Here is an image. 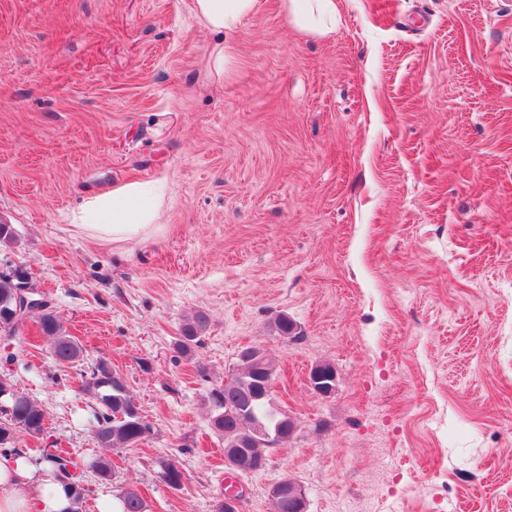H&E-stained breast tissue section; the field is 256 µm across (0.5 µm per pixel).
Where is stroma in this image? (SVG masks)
I'll list each match as a JSON object with an SVG mask.
<instances>
[{
	"label": "stroma",
	"mask_w": 512,
	"mask_h": 512,
	"mask_svg": "<svg viewBox=\"0 0 512 512\" xmlns=\"http://www.w3.org/2000/svg\"><path fill=\"white\" fill-rule=\"evenodd\" d=\"M191 4L0 0V273L26 269L83 347L61 366L36 318L0 333V371L46 413L20 448L69 452L83 512L129 488L216 512L229 477L241 512L286 477L308 512H512V0H336L324 36L259 0L222 73ZM132 179L165 181L162 231L72 226ZM249 346L296 429L233 475L207 396ZM102 360L150 426L108 481L81 378ZM207 327V318L197 313L181 327V336L176 342L177 350L182 354H189L200 341L201 333ZM337 375L332 368L326 369L322 363L316 364L309 373V384L319 396H328L336 390Z\"/></svg>",
	"instance_id": "stroma-1"
}]
</instances>
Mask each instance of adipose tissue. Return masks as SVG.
<instances>
[{
    "label": "adipose tissue",
    "mask_w": 512,
    "mask_h": 512,
    "mask_svg": "<svg viewBox=\"0 0 512 512\" xmlns=\"http://www.w3.org/2000/svg\"><path fill=\"white\" fill-rule=\"evenodd\" d=\"M258 0H192L201 26L215 34L237 30ZM297 28L324 34L336 26L335 0H280ZM167 204L164 181H129L97 192L74 213V226L104 241H140L159 231ZM74 488L55 478L48 466L27 458L0 455V512H72Z\"/></svg>",
    "instance_id": "ef3b65f1"
}]
</instances>
